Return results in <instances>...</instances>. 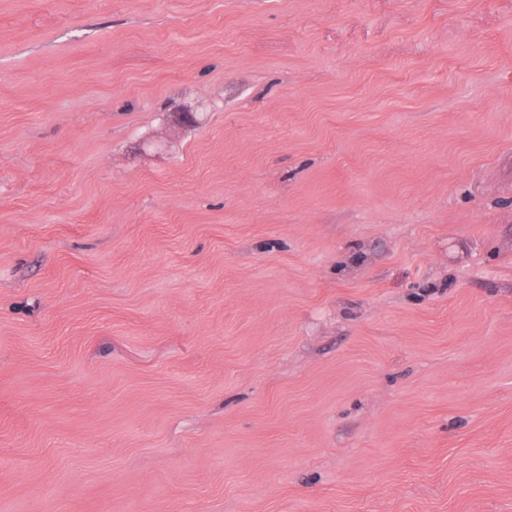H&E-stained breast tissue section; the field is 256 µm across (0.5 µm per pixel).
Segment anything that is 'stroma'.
Returning <instances> with one entry per match:
<instances>
[{
    "mask_svg": "<svg viewBox=\"0 0 512 512\" xmlns=\"http://www.w3.org/2000/svg\"><path fill=\"white\" fill-rule=\"evenodd\" d=\"M0 512H512V0H0Z\"/></svg>",
    "mask_w": 512,
    "mask_h": 512,
    "instance_id": "35a3bbf8",
    "label": "stroma"
}]
</instances>
